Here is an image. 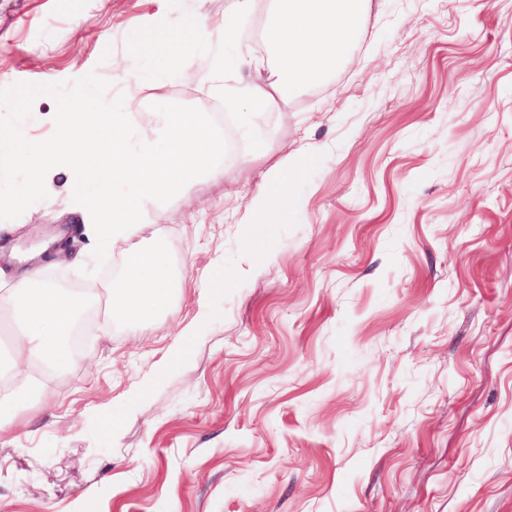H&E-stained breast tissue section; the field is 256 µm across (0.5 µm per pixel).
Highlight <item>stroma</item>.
I'll return each mask as SVG.
<instances>
[{"instance_id":"35a3bbf8","label":"stroma","mask_w":512,"mask_h":512,"mask_svg":"<svg viewBox=\"0 0 512 512\" xmlns=\"http://www.w3.org/2000/svg\"><path fill=\"white\" fill-rule=\"evenodd\" d=\"M230 4L0 0V128L48 135L75 87L113 95L131 50ZM209 68L128 108L130 131L163 107L235 144L226 179L145 207L167 314L105 317L126 255L90 246L62 183L0 213V270L64 231L43 271L92 318L59 370L27 366L44 397L0 433V512H512V0H378L336 71L246 138ZM295 152L288 206L256 218ZM305 164V155H284L265 174L263 184L254 193L252 209L260 215H270L276 208L288 205V176Z\"/></svg>"}]
</instances>
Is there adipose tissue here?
Instances as JSON below:
<instances>
[{
    "mask_svg": "<svg viewBox=\"0 0 512 512\" xmlns=\"http://www.w3.org/2000/svg\"><path fill=\"white\" fill-rule=\"evenodd\" d=\"M256 3L233 0L221 16L202 12L186 21L182 35H163L168 46L164 64L150 59L147 49L132 52L124 93L91 109L88 90L78 88L69 111L44 115L50 138L0 129V168L21 171L28 189L24 195L0 192V211L22 209L28 194L42 193L61 178L96 248L119 246L137 256V263L124 271L122 287L108 292L110 317L144 321L168 310V245L160 237L142 244V211L151 201L195 196L201 180L219 176L217 160L224 152L222 136L198 113L158 112L150 132L124 137L127 102L158 88V72L186 69L199 50L208 49L211 94L242 126H250L255 113L271 111L290 94L325 81L346 58L373 6V0H276L264 26V47L258 50L244 44L241 32ZM304 163L301 155L281 157L254 193L252 209L267 216L287 206L288 177ZM41 279L42 269L35 266L0 292V315L23 332L22 347L10 362L20 382L0 392V431L42 401L41 386L21 375L32 358L53 363L62 336L69 334L82 308L61 289L41 286Z\"/></svg>",
    "mask_w": 512,
    "mask_h": 512,
    "instance_id": "adipose-tissue-1",
    "label": "adipose tissue"
}]
</instances>
